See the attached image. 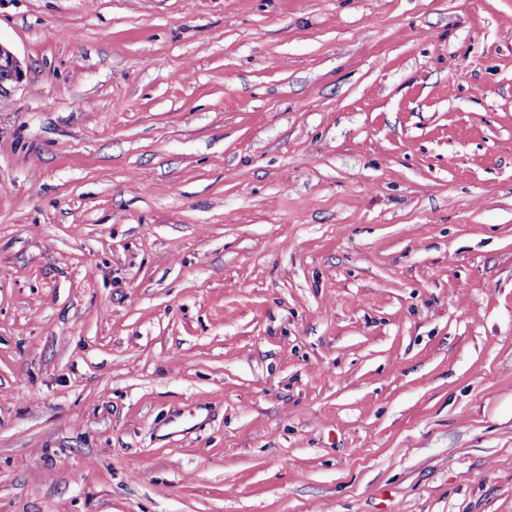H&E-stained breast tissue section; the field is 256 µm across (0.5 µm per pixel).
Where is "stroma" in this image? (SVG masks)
<instances>
[{
    "label": "stroma",
    "mask_w": 512,
    "mask_h": 512,
    "mask_svg": "<svg viewBox=\"0 0 512 512\" xmlns=\"http://www.w3.org/2000/svg\"><path fill=\"white\" fill-rule=\"evenodd\" d=\"M0 43V512H512V0ZM25 76L21 60L7 46L0 43V97L7 94L6 84L20 82Z\"/></svg>",
    "instance_id": "35a3bbf8"
}]
</instances>
